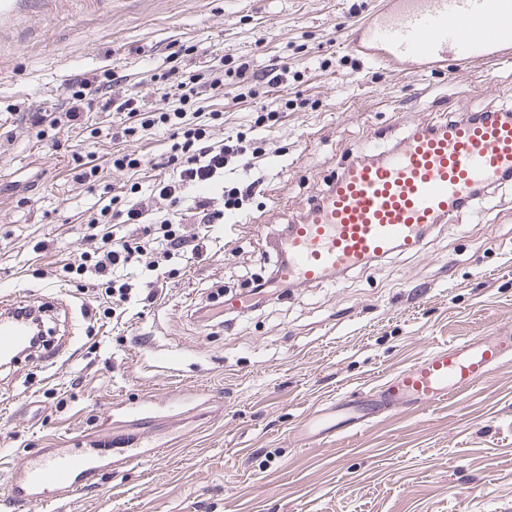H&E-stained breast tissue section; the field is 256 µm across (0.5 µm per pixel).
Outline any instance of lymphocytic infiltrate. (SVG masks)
Masks as SVG:
<instances>
[{"mask_svg":"<svg viewBox=\"0 0 512 512\" xmlns=\"http://www.w3.org/2000/svg\"><path fill=\"white\" fill-rule=\"evenodd\" d=\"M162 79L174 90L178 104L173 108L147 111L138 94L113 97L115 72H108L101 79L76 76L64 89V111L29 113V126L41 137L47 130L58 131L73 126L84 114L99 111L120 114L124 124L122 134L126 137L144 136L156 128H167L173 136L169 151L152 157L118 150L112 154L113 166L132 170L140 167L169 170V178L158 181L154 189L174 204L179 203L190 188L205 184L218 186L222 207H212L210 198L206 197L196 201L194 215L202 224L223 223L225 211L242 208L245 196L244 190L225 186L224 163L227 156L243 152L244 147L238 140L212 143L209 126L201 118L198 103L208 91L223 86L224 70L206 65L183 74L172 69L163 73ZM148 248V242L133 244L125 237L109 235L96 259H89L87 253L82 252L74 257L73 264L79 271L92 266L99 277L107 280L118 300L127 303L131 294L123 272L135 267Z\"/></svg>","mask_w":512,"mask_h":512,"instance_id":"1","label":"lymphocytic infiltrate"}]
</instances>
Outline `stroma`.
<instances>
[{"mask_svg": "<svg viewBox=\"0 0 512 512\" xmlns=\"http://www.w3.org/2000/svg\"><path fill=\"white\" fill-rule=\"evenodd\" d=\"M381 0H0V297L45 305L60 358L0 369V466L39 448L120 426L148 408L147 440L176 451L132 463L45 512H512V360L437 406L400 408L365 432L316 447L297 443L304 417L336 395L366 390L429 352L512 331V184L487 194L422 246L342 276L299 286L263 307L200 317L204 305L272 276L274 242L373 136L387 143L418 123L512 109V62L400 72L363 61L341 36ZM223 61L224 86L202 101L213 139L246 135L258 154L231 159L226 182L255 183L232 242L183 214L179 231L209 235L201 259L144 255L138 285L167 271L153 300L112 311L106 286L70 270L123 223L131 186L155 169L115 170L109 134L120 118L37 139L26 112L53 111L76 75L120 68L116 96L163 106L156 77ZM286 78L248 94L242 62ZM471 86L460 97L462 86ZM111 224L88 217L99 191L76 183L74 151L90 130ZM176 350V364L167 353Z\"/></svg>", "mask_w": 512, "mask_h": 512, "instance_id": "35a3bbf8", "label": "stroma"}]
</instances>
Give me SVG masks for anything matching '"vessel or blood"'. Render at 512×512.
<instances>
[{
	"label": "vessel or blood",
	"instance_id": "b4317fda",
	"mask_svg": "<svg viewBox=\"0 0 512 512\" xmlns=\"http://www.w3.org/2000/svg\"><path fill=\"white\" fill-rule=\"evenodd\" d=\"M349 49L391 69L421 71L447 61L476 66L512 50V0H385L348 30ZM512 179V114L417 125L392 147L367 145L346 160L329 188L276 242V285L331 283L338 275L423 243L428 231L462 212L476 194ZM22 306H0V358L28 339ZM512 359V335L473 337L402 368L374 392L339 394L309 413L302 444L354 435L382 412L426 409L484 381ZM138 425L84 447L40 448L0 477L20 512L78 492L82 481L163 454L144 447Z\"/></svg>",
	"mask_w": 512,
	"mask_h": 512
}]
</instances>
